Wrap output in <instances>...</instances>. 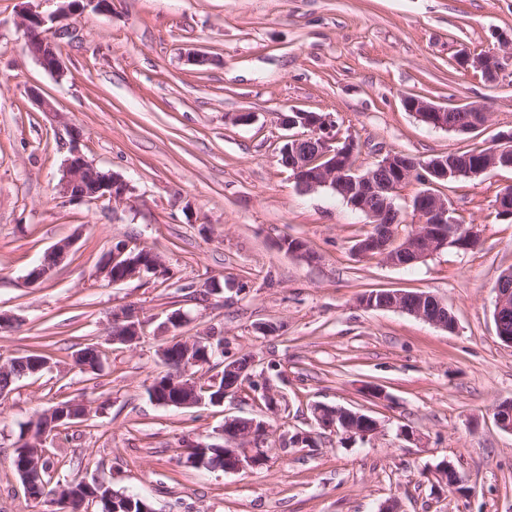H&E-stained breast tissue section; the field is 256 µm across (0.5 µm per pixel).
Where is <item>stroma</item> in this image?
Segmentation results:
<instances>
[{"label": "stroma", "instance_id": "35a3bbf8", "mask_svg": "<svg viewBox=\"0 0 512 512\" xmlns=\"http://www.w3.org/2000/svg\"><path fill=\"white\" fill-rule=\"evenodd\" d=\"M25 4L0 0V313L14 318L0 363L39 350L51 367L0 399V512H53L27 495L13 460L21 427L63 400L90 413L46 440L53 478L103 481L155 512H379L391 498L402 512H512V433L493 416L512 401V346L493 316L495 283L512 269V219L496 206L512 169L435 186L475 227L476 247L393 266L354 252L371 229L364 213L330 189L304 191L280 161L281 116L293 110L331 115L364 169L390 152L427 160L493 146L512 131V0H112L109 15L70 18L78 36L60 79L26 48ZM464 50L498 52V77L460 67ZM408 95L477 101L490 117L469 133L433 128L405 110ZM76 130L95 167L130 183L122 202L60 193ZM288 237L314 259L281 249ZM64 238L68 256L28 283ZM120 241L160 253L170 277L109 284L98 269ZM213 282L221 293L208 294ZM370 291L431 293L456 327L364 309ZM122 306L142 323L131 345L109 340ZM178 309L186 323L163 332ZM203 334L274 380L280 412L260 468L196 469L184 452L222 445L225 415L260 417L251 390L194 408L148 396L159 345ZM87 347L101 351L99 370L75 367ZM315 403L363 410L380 431L354 443L323 430L316 447L288 446L315 429ZM444 460L464 491L432 478Z\"/></svg>", "mask_w": 512, "mask_h": 512}]
</instances>
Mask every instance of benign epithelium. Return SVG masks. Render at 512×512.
<instances>
[{"instance_id":"1","label":"benign epithelium","mask_w":512,"mask_h":512,"mask_svg":"<svg viewBox=\"0 0 512 512\" xmlns=\"http://www.w3.org/2000/svg\"><path fill=\"white\" fill-rule=\"evenodd\" d=\"M88 9L97 14H110L112 3L111 0H63L56 13L49 16L33 9L24 15V28L30 53L44 69L59 78L65 76V68L58 39L72 36L73 29L66 24V20L81 15ZM458 64L463 68L479 71L490 80L496 78L501 70L499 55L492 53L472 54L465 51L458 59ZM403 104L407 111L427 125L448 131H464V128L453 120L452 108L440 107L416 96L405 97ZM460 111L473 113L471 121L476 128L488 121L487 109L481 103H466L461 106ZM282 125L288 129L299 125L308 129L305 134L288 136L280 150V155L284 156L281 163L294 170V178L297 181L308 183L312 191L324 187L339 190L348 186L351 193L356 195L355 207L370 215L373 214L372 204L375 201L384 202V226L355 248L357 254L376 253L389 264L403 266L407 261L423 262L439 251L456 245V239L464 232V227L454 223L450 217L448 202L431 190L416 195L413 211L420 223L414 226L409 235L413 246L398 256L386 248L385 239L393 231V225L398 223L394 197L402 186L415 180L418 173L421 174L423 186L433 183L435 178L446 180L451 173L468 167L467 158L457 157L450 166L448 158L435 156L428 161L420 162L417 169L407 170L406 162L402 160L401 155L389 153L367 169H351L346 159L356 156L359 152L358 144L350 138L341 140L337 137L336 123L331 116L285 115L282 118ZM303 142L314 144L315 160H310L308 154L301 155L296 151L298 145ZM510 148L512 149V135L507 133L503 135L502 142L493 147V153L487 162V170L491 171L499 164L506 163L507 159L501 157L500 153ZM92 168L94 165L85 158L78 146L72 145L71 156L67 159L59 183L60 192L72 199L91 201L109 198L115 202L121 200L128 190V185L123 179L111 173L105 175L98 189L92 194L73 193V189L81 184L85 173ZM129 250L130 247L122 242L112 245V249L105 256L100 269L110 283L117 285L139 278L148 270L154 273L163 271L161 265L144 266L142 261L129 254ZM495 292L494 314L504 325L508 316L512 314V289L497 287ZM361 306L370 310H398L447 331L455 328L445 304L429 294L421 297V305L418 307L408 305L400 292H394L378 302L373 298L366 299ZM141 327L142 324L134 309L122 307L113 311L110 332L112 342H135L141 336ZM207 354L213 358L221 357L220 366L224 367L222 372L209 376L212 389L218 391L213 404H224L227 397L236 395L248 384L254 392L260 394L265 413H278L279 395L270 380L266 379L261 384L255 380V357L249 355L242 358L238 355L225 354L224 340L221 336L210 335L192 340L168 341L159 350V358L166 366V385L169 388L182 389L187 395H180L172 402L156 392L153 394V400L165 406L174 404L179 408L203 404V400L197 398L194 393L198 378L191 374V370L200 365L202 356ZM88 413L89 410L84 405L79 406L76 412L71 411L69 405L60 406L57 412L52 409L43 412L40 414L39 437L43 438L57 431L66 418L79 419ZM312 413L315 424L320 428L336 433L341 431L348 438L358 437L364 440L379 430L376 419L359 411L318 403L312 405ZM495 421L502 430L512 432V404L505 402L498 405L495 408ZM219 433L224 438V471L239 472L248 468H258L265 463L266 456L262 447L270 433V425L266 421L226 417ZM433 475L440 484L456 491L461 490V479L451 462L442 461L433 471ZM19 479L26 493L33 494L43 481L40 465L20 471ZM83 489L84 493L72 499L55 500L53 504L61 506L59 512H95L110 500L113 512H119L117 500L111 499V489L107 483L85 481Z\"/></svg>"}]
</instances>
